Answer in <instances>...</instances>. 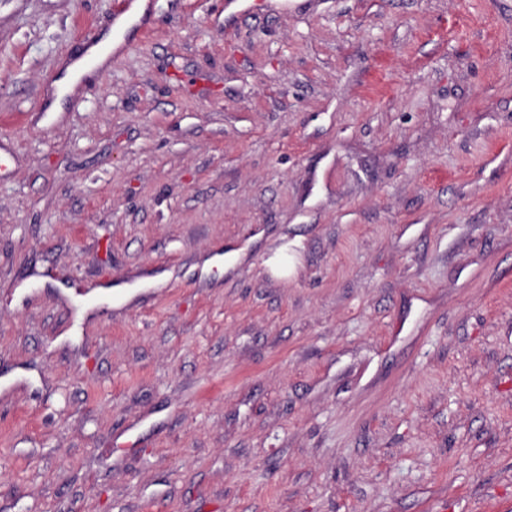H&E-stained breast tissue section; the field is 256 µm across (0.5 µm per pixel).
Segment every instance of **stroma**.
Segmentation results:
<instances>
[{
    "instance_id": "stroma-1",
    "label": "stroma",
    "mask_w": 512,
    "mask_h": 512,
    "mask_svg": "<svg viewBox=\"0 0 512 512\" xmlns=\"http://www.w3.org/2000/svg\"><path fill=\"white\" fill-rule=\"evenodd\" d=\"M116 4L0 0V512H512V0H154L33 122Z\"/></svg>"
}]
</instances>
